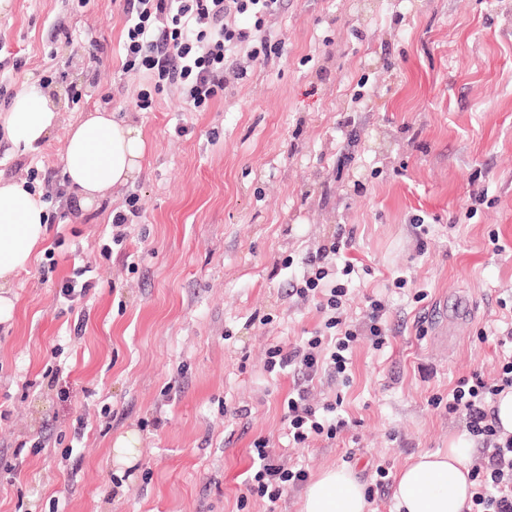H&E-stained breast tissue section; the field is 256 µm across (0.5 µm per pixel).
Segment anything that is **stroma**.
<instances>
[{"mask_svg": "<svg viewBox=\"0 0 512 512\" xmlns=\"http://www.w3.org/2000/svg\"><path fill=\"white\" fill-rule=\"evenodd\" d=\"M124 25L120 0H12L0 16L9 97L44 81L62 112L39 151L0 135V175L31 180L53 219L0 323V512H302L305 485L248 491L257 439L312 481L352 469L371 512H395L400 470L466 435L433 398L495 378L512 323V0H288L269 23L282 57L198 111L173 89L136 108L152 84L122 70ZM94 110L132 117L146 153L87 210L61 166L69 124ZM132 197L119 247L112 215ZM342 232L355 271L329 281L354 323L370 296L394 331L379 349L360 338L348 379L313 382V404L342 398L352 424L297 446L294 376L267 371L268 351L322 330L287 282ZM81 277L87 295L66 299ZM129 432L140 450L121 464Z\"/></svg>", "mask_w": 512, "mask_h": 512, "instance_id": "35a3bbf8", "label": "stroma"}]
</instances>
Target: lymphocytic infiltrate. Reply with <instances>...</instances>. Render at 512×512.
Returning <instances> with one entry per match:
<instances>
[{
	"mask_svg": "<svg viewBox=\"0 0 512 512\" xmlns=\"http://www.w3.org/2000/svg\"><path fill=\"white\" fill-rule=\"evenodd\" d=\"M283 5L284 0H123L128 23L123 69L147 74L155 91L179 90L187 107H205L231 81L244 79L249 70L280 57L282 46L273 41L269 21ZM351 248V237L340 235L308 254L305 263L310 273L289 282V295L305 302L314 299L327 276L329 259L340 258L344 272H353ZM346 295L343 285L330 288L324 332L291 350L277 346L269 351L268 370L288 369L298 375L286 402L288 434L294 443H306L314 435L333 437L348 425L338 415L337 404L318 408L311 403L314 379L323 373L342 376L361 332H368L377 348L388 340L382 303L370 300L364 324L358 327L349 319ZM511 388L512 352L504 354L497 378L488 381L472 374L459 379L448 395L449 413L463 419L480 453L471 474L477 490L463 512H512V435L503 433L494 409L498 396ZM252 452L258 468L248 483L259 496L276 500L286 488L307 478L304 470L279 464L266 441H254Z\"/></svg>",
	"mask_w": 512,
	"mask_h": 512,
	"instance_id": "lymphocytic-infiltrate-1",
	"label": "lymphocytic infiltrate"
}]
</instances>
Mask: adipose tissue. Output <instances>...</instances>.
<instances>
[{
	"mask_svg": "<svg viewBox=\"0 0 512 512\" xmlns=\"http://www.w3.org/2000/svg\"><path fill=\"white\" fill-rule=\"evenodd\" d=\"M51 89L25 85L7 112L0 131L34 150L59 125ZM146 143L139 124L107 112L87 113L67 131L63 155L65 181L85 206L121 188L141 173ZM47 206L40 192L22 178L0 176V321L12 316L10 296L16 274L27 267L46 237ZM471 449L454 444L419 454L396 477L397 512H463L472 495ZM363 485L347 468L324 471L304 494L302 512H366Z\"/></svg>",
	"mask_w": 512,
	"mask_h": 512,
	"instance_id": "1",
	"label": "adipose tissue"
}]
</instances>
